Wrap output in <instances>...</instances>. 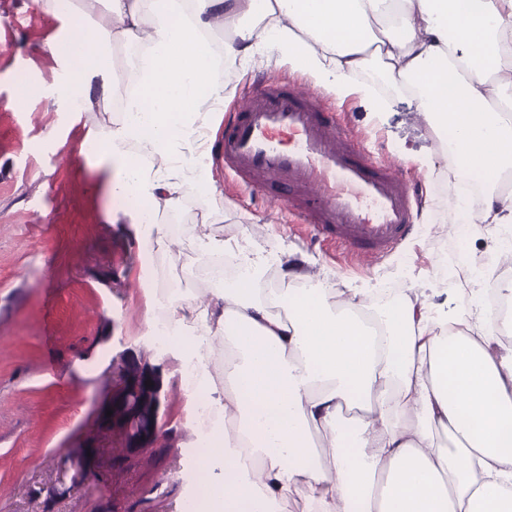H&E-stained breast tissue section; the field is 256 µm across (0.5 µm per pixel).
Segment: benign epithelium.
I'll return each instance as SVG.
<instances>
[{"label": "benign epithelium", "mask_w": 512, "mask_h": 512, "mask_svg": "<svg viewBox=\"0 0 512 512\" xmlns=\"http://www.w3.org/2000/svg\"><path fill=\"white\" fill-rule=\"evenodd\" d=\"M116 369L118 379L98 407L97 421L126 457L144 460L161 436L166 399L162 366L150 364L142 350L127 349L120 354ZM147 380L151 385H145ZM109 410L112 415L108 417Z\"/></svg>", "instance_id": "1"}]
</instances>
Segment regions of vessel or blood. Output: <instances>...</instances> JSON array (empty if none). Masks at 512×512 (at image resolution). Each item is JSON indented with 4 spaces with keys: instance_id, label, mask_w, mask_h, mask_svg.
Listing matches in <instances>:
<instances>
[{
    "instance_id": "obj_1",
    "label": "vessel or blood",
    "mask_w": 512,
    "mask_h": 512,
    "mask_svg": "<svg viewBox=\"0 0 512 512\" xmlns=\"http://www.w3.org/2000/svg\"><path fill=\"white\" fill-rule=\"evenodd\" d=\"M216 157L248 187L288 186L282 202L293 222L350 257L388 254L413 224V189L400 168L371 159L352 130L297 84L244 94L223 124Z\"/></svg>"
}]
</instances>
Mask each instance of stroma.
<instances>
[{"instance_id": "35a3bbf8", "label": "stroma", "mask_w": 512, "mask_h": 512, "mask_svg": "<svg viewBox=\"0 0 512 512\" xmlns=\"http://www.w3.org/2000/svg\"><path fill=\"white\" fill-rule=\"evenodd\" d=\"M60 30V20L31 0H0V512H176L194 493L200 459L178 350L161 347L143 321L147 296L136 283L153 264L182 281L183 264L204 260L196 234L232 243L254 225L260 248L291 253L338 288L371 283L412 298L431 279L434 303L451 299L465 308L469 267L491 265L505 233L474 237L462 229L465 213L452 191L458 174L441 161L438 139L406 96L391 92L390 109L373 114L359 98L340 104L327 91L329 110L364 136L372 158L396 161L416 186L414 227L393 253L368 266L347 264L334 245L295 230L284 212L270 211L262 192L236 184L218 166L223 220L213 221L205 198L185 197L167 217L183 227L179 262L160 244L152 264H143L135 226L106 221L107 211L125 208V201L106 200L100 174L65 159L69 145L118 114L101 105L56 112L47 92L65 67L47 42ZM294 77L265 58H223L216 71L228 111L245 87ZM52 123L55 142L46 139ZM421 157L434 159V168H420ZM127 349L149 351L168 394L162 436L144 462H117L111 436L96 421L112 386V359ZM89 441L95 476L72 484L64 463Z\"/></svg>"}]
</instances>
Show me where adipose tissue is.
Wrapping results in <instances>:
<instances>
[{
  "label": "adipose tissue",
  "instance_id": "obj_1",
  "mask_svg": "<svg viewBox=\"0 0 512 512\" xmlns=\"http://www.w3.org/2000/svg\"><path fill=\"white\" fill-rule=\"evenodd\" d=\"M110 26L56 44L69 64L54 97L85 112L116 93L114 50L145 46L126 71L120 120L71 148L109 197L134 200L108 223L135 225L142 257L169 233L162 215L187 193L223 215L207 151L190 148L224 99L209 33L231 29L227 57L276 53L337 100L386 97L357 77L379 65L436 136L453 135L456 170L488 187L471 234L512 225V0H82ZM206 255L231 254L245 278L167 298L180 346L224 425L207 437L202 512H512V349L497 315L405 298L376 308L365 289L304 273L288 254L251 256L206 234ZM276 265L281 287L260 281Z\"/></svg>",
  "mask_w": 512,
  "mask_h": 512
}]
</instances>
